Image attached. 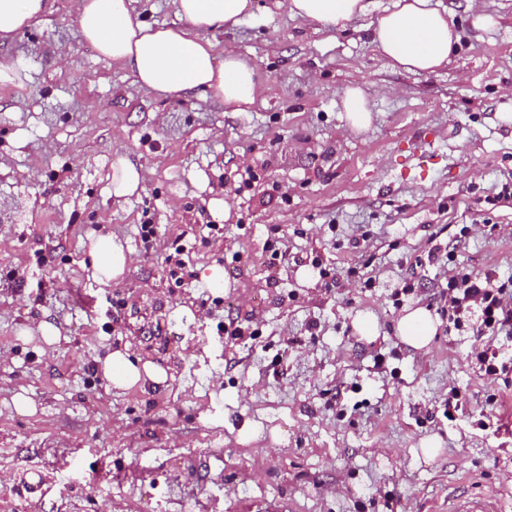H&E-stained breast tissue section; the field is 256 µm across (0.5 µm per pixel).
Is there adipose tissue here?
Masks as SVG:
<instances>
[{"label": "adipose tissue", "instance_id": "obj_1", "mask_svg": "<svg viewBox=\"0 0 512 512\" xmlns=\"http://www.w3.org/2000/svg\"><path fill=\"white\" fill-rule=\"evenodd\" d=\"M186 25L157 27L134 17L132 0H77L76 21L84 41L100 56L128 70L135 83L158 96H185L194 92L223 102L241 112L259 94L254 66L228 53L217 56L209 31L239 24L250 16L251 0H174ZM289 17L333 29L368 17L364 30L380 56L409 73L432 72L447 65L460 43V34L442 0H392L377 15H370L369 0H278ZM50 9L49 0H0V39L31 24ZM91 276L110 286L130 260L120 240L98 236L91 240ZM437 322L423 307L407 309L398 319L396 333L414 349L426 347ZM104 377L120 389L162 384L164 368L131 359L116 350L100 363Z\"/></svg>", "mask_w": 512, "mask_h": 512}]
</instances>
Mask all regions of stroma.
I'll return each instance as SVG.
<instances>
[{
	"instance_id": "stroma-1",
	"label": "stroma",
	"mask_w": 512,
	"mask_h": 512,
	"mask_svg": "<svg viewBox=\"0 0 512 512\" xmlns=\"http://www.w3.org/2000/svg\"><path fill=\"white\" fill-rule=\"evenodd\" d=\"M73 2L0 41L20 73L0 83V512H448L459 491L512 492V376H479L480 338L441 315L449 272L512 276V0H443L461 47L422 74L353 27L254 0L210 35L255 67L247 112L141 89L81 38ZM475 10L496 26L474 30ZM353 84L373 113L361 134L341 110ZM121 156L142 183L119 200ZM224 197L225 222L210 211ZM98 235L132 253L109 287L85 269ZM215 265L231 288L205 283ZM417 306L438 320L422 350L395 331ZM361 314L377 337L356 332ZM229 319L255 336L224 342ZM116 350L164 367L166 386L114 388L99 362ZM452 385L468 402L451 422ZM28 472L49 490L22 501Z\"/></svg>"
}]
</instances>
